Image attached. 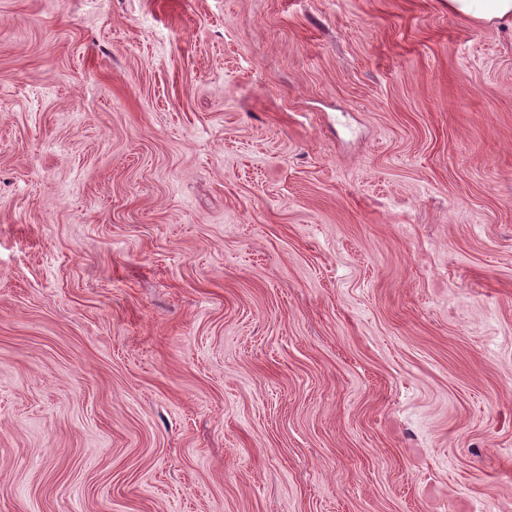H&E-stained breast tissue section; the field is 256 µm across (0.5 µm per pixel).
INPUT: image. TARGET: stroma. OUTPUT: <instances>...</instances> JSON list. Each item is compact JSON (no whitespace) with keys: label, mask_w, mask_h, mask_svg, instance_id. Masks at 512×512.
I'll use <instances>...</instances> for the list:
<instances>
[{"label":"stroma","mask_w":512,"mask_h":512,"mask_svg":"<svg viewBox=\"0 0 512 512\" xmlns=\"http://www.w3.org/2000/svg\"><path fill=\"white\" fill-rule=\"evenodd\" d=\"M0 512H512V27L0 0Z\"/></svg>","instance_id":"stroma-1"}]
</instances>
